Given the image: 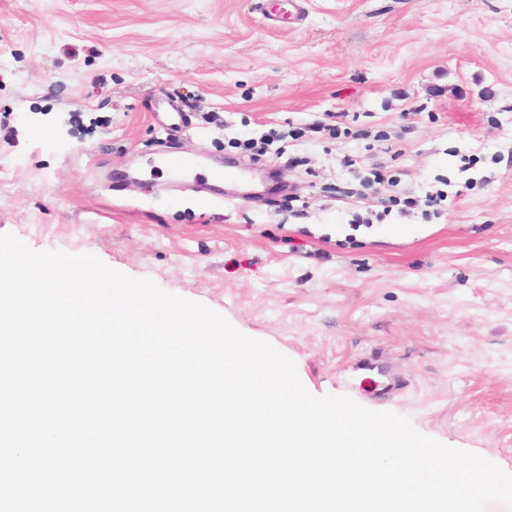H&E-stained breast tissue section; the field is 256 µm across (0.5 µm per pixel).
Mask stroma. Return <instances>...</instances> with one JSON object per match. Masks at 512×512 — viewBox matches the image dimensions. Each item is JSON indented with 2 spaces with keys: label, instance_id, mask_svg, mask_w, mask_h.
Here are the masks:
<instances>
[{
  "label": "stroma",
  "instance_id": "stroma-1",
  "mask_svg": "<svg viewBox=\"0 0 512 512\" xmlns=\"http://www.w3.org/2000/svg\"><path fill=\"white\" fill-rule=\"evenodd\" d=\"M303 7L0 0V234L151 279L311 394L512 473V0ZM298 128L280 159L234 146ZM228 160L241 181L210 182ZM441 177L440 217L354 222Z\"/></svg>",
  "mask_w": 512,
  "mask_h": 512
}]
</instances>
